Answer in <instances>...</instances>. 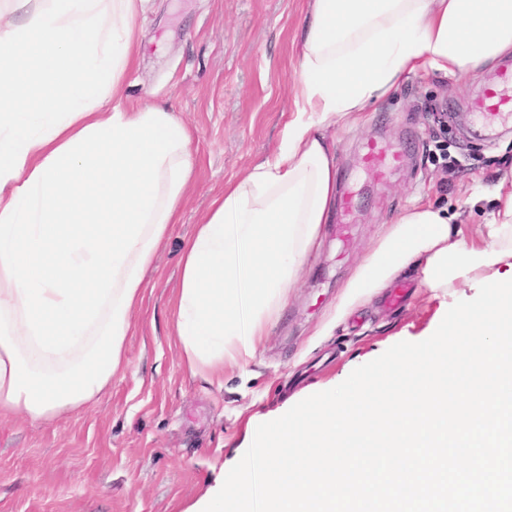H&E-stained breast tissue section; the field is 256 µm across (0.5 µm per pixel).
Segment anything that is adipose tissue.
I'll use <instances>...</instances> for the list:
<instances>
[{"mask_svg": "<svg viewBox=\"0 0 512 512\" xmlns=\"http://www.w3.org/2000/svg\"><path fill=\"white\" fill-rule=\"evenodd\" d=\"M143 0H0V412L51 420L95 401L126 363L145 276L194 181L174 112L128 108ZM512 53V0H310L278 148L215 195L184 246L174 300L192 374L252 358L336 196L335 119L420 66L475 72ZM465 235L447 208L403 209L345 285L344 317L415 268L432 294L512 264V172Z\"/></svg>", "mask_w": 512, "mask_h": 512, "instance_id": "adipose-tissue-1", "label": "adipose tissue"}]
</instances>
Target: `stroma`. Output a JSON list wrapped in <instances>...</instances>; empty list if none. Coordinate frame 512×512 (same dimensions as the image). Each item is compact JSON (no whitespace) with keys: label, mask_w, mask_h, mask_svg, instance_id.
I'll use <instances>...</instances> for the list:
<instances>
[{"label":"stroma","mask_w":512,"mask_h":512,"mask_svg":"<svg viewBox=\"0 0 512 512\" xmlns=\"http://www.w3.org/2000/svg\"><path fill=\"white\" fill-rule=\"evenodd\" d=\"M308 4L146 0L137 19L146 51L127 74L124 100L169 108L192 130L196 178L146 275L126 367L96 401L62 418L0 415V512H183L215 468L241 459L252 443L248 421L280 417L392 345L427 339L444 303L471 299L467 288L431 298L409 270L413 288L399 309L377 295L336 319L346 281L401 209L440 203L472 233L492 208L488 188L512 168V126L479 131L470 108L496 68L445 76L422 67L367 107L359 126L328 129L339 189L359 197L348 247L333 233L337 207L254 359L226 368L220 384L185 365L173 333L181 251L224 183L276 150ZM374 140L405 152L381 178L362 160Z\"/></svg>","instance_id":"1"}]
</instances>
